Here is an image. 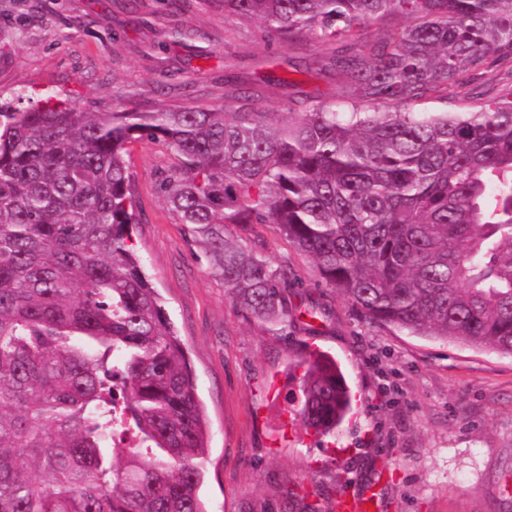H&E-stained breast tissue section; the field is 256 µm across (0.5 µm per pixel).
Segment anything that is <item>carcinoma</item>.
<instances>
[{"label": "carcinoma", "instance_id": "cac0c4a2", "mask_svg": "<svg viewBox=\"0 0 512 512\" xmlns=\"http://www.w3.org/2000/svg\"><path fill=\"white\" fill-rule=\"evenodd\" d=\"M282 43L336 45L349 111L243 105L87 112L0 103V512H206V425L133 248L129 143L165 145L158 188L246 313L288 328V267L229 226L273 224L373 323L512 357V100L416 111L512 57V0H224ZM411 24L369 43L353 28ZM350 404L311 356L301 415ZM130 437L117 448L112 432Z\"/></svg>", "mask_w": 512, "mask_h": 512}]
</instances>
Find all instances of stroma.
Masks as SVG:
<instances>
[{
  "label": "stroma",
  "mask_w": 512,
  "mask_h": 512,
  "mask_svg": "<svg viewBox=\"0 0 512 512\" xmlns=\"http://www.w3.org/2000/svg\"><path fill=\"white\" fill-rule=\"evenodd\" d=\"M330 45L269 39L222 0H0V102L24 92L91 112L198 106L346 110ZM508 67L448 92V109L512 95ZM175 162L164 145L129 146L134 249L193 367L209 425L207 512H333L373 494L375 512H512V357L368 321L274 225L234 228L287 267L278 332L246 314L210 272L203 245L158 189ZM333 357L353 394L336 437L300 416L310 351ZM343 452L344 465L333 455Z\"/></svg>",
  "instance_id": "1"
}]
</instances>
